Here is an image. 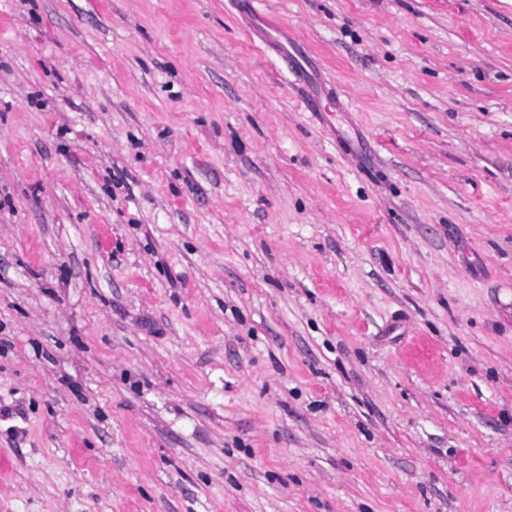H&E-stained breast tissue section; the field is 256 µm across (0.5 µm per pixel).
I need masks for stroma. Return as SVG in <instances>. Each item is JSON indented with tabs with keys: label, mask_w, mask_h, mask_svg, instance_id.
<instances>
[{
	"label": "stroma",
	"mask_w": 512,
	"mask_h": 512,
	"mask_svg": "<svg viewBox=\"0 0 512 512\" xmlns=\"http://www.w3.org/2000/svg\"><path fill=\"white\" fill-rule=\"evenodd\" d=\"M0 0V512H512V0ZM261 3L260 0H232L234 8L254 22L262 42L280 61L283 69L296 78L300 90V100L304 108L308 112H322L321 98L325 95L324 86L311 81L306 68L296 57V53L299 51L296 44L297 39L292 36L288 37V26L267 22L259 8ZM258 23L263 24L265 28L260 27ZM271 33H274L275 36Z\"/></svg>",
	"instance_id": "obj_1"
}]
</instances>
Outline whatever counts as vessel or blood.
<instances>
[{
  "mask_svg": "<svg viewBox=\"0 0 512 512\" xmlns=\"http://www.w3.org/2000/svg\"><path fill=\"white\" fill-rule=\"evenodd\" d=\"M232 4L238 12L258 24L262 42L280 61L284 70L296 78L304 108L310 112L320 111L324 87L311 81L305 67L298 60L296 40L289 36L287 26L265 23L259 8L260 0H232Z\"/></svg>",
  "mask_w": 512,
  "mask_h": 512,
  "instance_id": "b4317fda",
  "label": "vessel or blood"
}]
</instances>
